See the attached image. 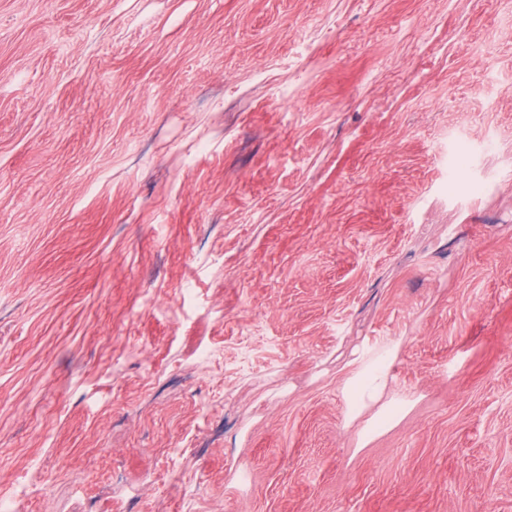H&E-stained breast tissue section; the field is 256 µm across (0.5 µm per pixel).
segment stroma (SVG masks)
<instances>
[{"instance_id": "obj_1", "label": "stroma", "mask_w": 512, "mask_h": 512, "mask_svg": "<svg viewBox=\"0 0 512 512\" xmlns=\"http://www.w3.org/2000/svg\"><path fill=\"white\" fill-rule=\"evenodd\" d=\"M0 499L512 512V0H0ZM393 349L383 355L360 356L350 363V370L343 381V393L348 400V414L351 419L382 400L388 382Z\"/></svg>"}]
</instances>
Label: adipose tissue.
I'll list each match as a JSON object with an SVG mask.
<instances>
[{
  "instance_id": "obj_1",
  "label": "adipose tissue",
  "mask_w": 512,
  "mask_h": 512,
  "mask_svg": "<svg viewBox=\"0 0 512 512\" xmlns=\"http://www.w3.org/2000/svg\"><path fill=\"white\" fill-rule=\"evenodd\" d=\"M390 365L391 359L386 354L370 358L358 357L351 362L350 370L343 381V393L348 400L350 417H358L364 409L373 405L378 408L365 428L369 434L390 425L398 415L397 408L382 401Z\"/></svg>"
}]
</instances>
